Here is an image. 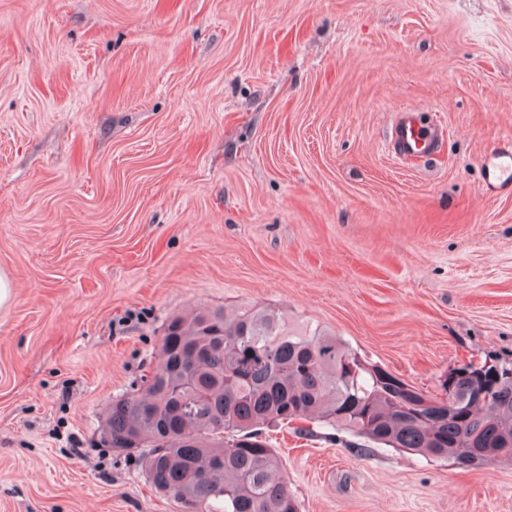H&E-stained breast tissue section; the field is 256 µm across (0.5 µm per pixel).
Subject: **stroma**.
Here are the masks:
<instances>
[{
  "mask_svg": "<svg viewBox=\"0 0 512 512\" xmlns=\"http://www.w3.org/2000/svg\"><path fill=\"white\" fill-rule=\"evenodd\" d=\"M507 142L512 0H0V512H183L99 444L173 313L270 307L431 396L512 359ZM271 443L300 512H512V464ZM397 138L400 148L407 153L429 150L433 144V135L420 126L412 116L404 115L397 124ZM483 170L482 190L485 194H495L512 173V149L505 146L492 149L484 157Z\"/></svg>",
  "mask_w": 512,
  "mask_h": 512,
  "instance_id": "obj_1",
  "label": "stroma"
}]
</instances>
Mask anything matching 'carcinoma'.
Masks as SVG:
<instances>
[{
    "label": "carcinoma",
    "mask_w": 512,
    "mask_h": 512,
    "mask_svg": "<svg viewBox=\"0 0 512 512\" xmlns=\"http://www.w3.org/2000/svg\"><path fill=\"white\" fill-rule=\"evenodd\" d=\"M477 384L444 379L429 396L328 332L289 330L272 308L203 309L165 321L155 368L112 401L102 432L183 512H299L266 430L301 422L295 433H346L365 454L478 469L512 451V379L448 412V393Z\"/></svg>",
    "instance_id": "obj_1"
}]
</instances>
